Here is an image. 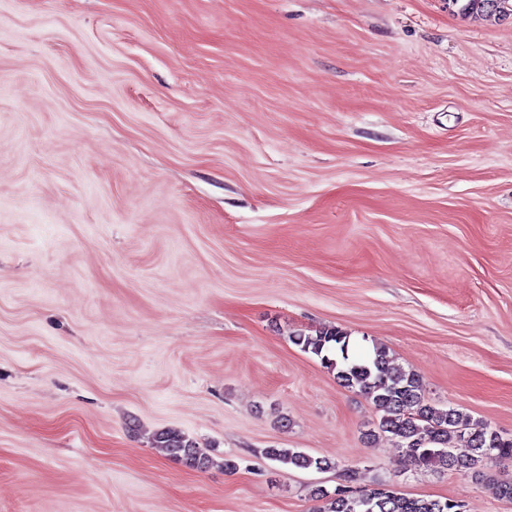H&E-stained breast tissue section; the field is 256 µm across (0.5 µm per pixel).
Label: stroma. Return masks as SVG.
<instances>
[{
    "label": "stroma",
    "instance_id": "obj_1",
    "mask_svg": "<svg viewBox=\"0 0 512 512\" xmlns=\"http://www.w3.org/2000/svg\"><path fill=\"white\" fill-rule=\"evenodd\" d=\"M325 325L512 435V19L0 0V512H314L349 470L512 512V459L417 473L368 441L289 339ZM154 448L189 469H207L212 461L207 453L181 430L166 428L153 435ZM262 454L270 461L299 469L323 470L331 467L324 458H314L297 448H265Z\"/></svg>",
    "mask_w": 512,
    "mask_h": 512
}]
</instances>
